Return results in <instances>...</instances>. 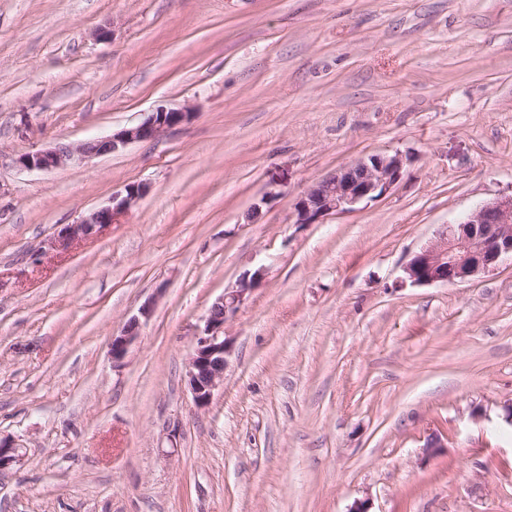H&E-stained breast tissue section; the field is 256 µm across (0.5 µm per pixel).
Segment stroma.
<instances>
[{"label": "stroma", "mask_w": 512, "mask_h": 512, "mask_svg": "<svg viewBox=\"0 0 512 512\" xmlns=\"http://www.w3.org/2000/svg\"><path fill=\"white\" fill-rule=\"evenodd\" d=\"M160 108L195 117L16 164ZM395 151L389 193L296 223L312 185ZM129 183L119 223L55 250ZM510 192L512 0H0V435L25 449L0 512H512V261L403 272ZM258 268L197 408L196 336ZM194 117V112L188 108H161L140 123L109 136L79 144L58 143L45 150L22 154L17 163L24 169L40 171L80 165L91 157L117 152L131 143L153 140L166 131L190 122ZM153 302L148 301L139 308V315L133 316L123 328L112 338V358L121 360L126 356L132 343L139 335L141 319L146 321L152 312Z\"/></svg>", "instance_id": "stroma-1"}]
</instances>
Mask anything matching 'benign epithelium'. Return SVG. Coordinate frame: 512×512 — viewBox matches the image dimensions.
<instances>
[{
    "label": "benign epithelium",
    "instance_id": "obj_1",
    "mask_svg": "<svg viewBox=\"0 0 512 512\" xmlns=\"http://www.w3.org/2000/svg\"><path fill=\"white\" fill-rule=\"evenodd\" d=\"M195 117L190 109H158L140 123L109 136L91 141L55 146L18 157L27 170L48 171L80 165L88 159L117 152L135 142L153 140ZM408 158L394 154H369L340 167L336 173L310 187L295 203L296 223L319 224L333 212L352 211L367 200L389 192L402 179ZM145 194L141 184L131 183L112 194L109 204L90 211L80 221L67 225L53 247L66 249L79 239L90 238L128 213ZM512 257V194L486 202L459 224L446 226L437 238L416 252L404 267L406 278L416 285L456 284L494 268L505 257ZM263 269L246 272L235 288L224 292L209 309L204 328L198 334L189 359L187 385L194 403L207 407L223 383L229 339L224 325L262 283ZM153 302L139 308L112 337V359L126 356L139 335L142 321L151 315ZM22 460L21 446L0 437V472Z\"/></svg>",
    "mask_w": 512,
    "mask_h": 512
}]
</instances>
